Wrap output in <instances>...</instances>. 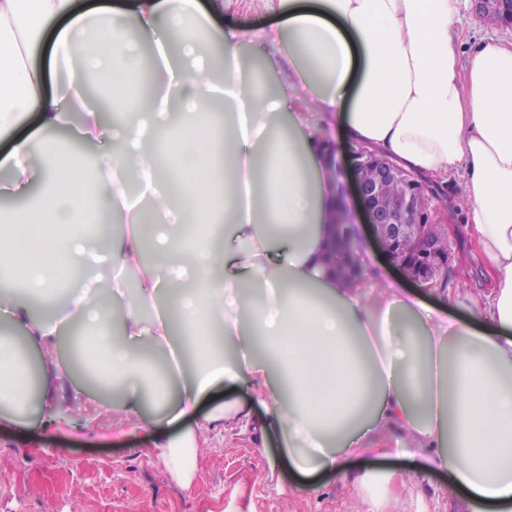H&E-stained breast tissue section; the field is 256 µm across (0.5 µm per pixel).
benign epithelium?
Instances as JSON below:
<instances>
[{"mask_svg":"<svg viewBox=\"0 0 512 512\" xmlns=\"http://www.w3.org/2000/svg\"><path fill=\"white\" fill-rule=\"evenodd\" d=\"M366 168L372 172L368 179L361 176ZM351 169L364 223L391 262L420 287H440L448 277L449 256L442 250L448 221L440 218L446 205L423 201L426 180L374 149L352 147Z\"/></svg>","mask_w":512,"mask_h":512,"instance_id":"1","label":"benign epithelium"}]
</instances>
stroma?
<instances>
[{
  "label": "stroma",
  "instance_id": "35a3bbf8",
  "mask_svg": "<svg viewBox=\"0 0 512 512\" xmlns=\"http://www.w3.org/2000/svg\"><path fill=\"white\" fill-rule=\"evenodd\" d=\"M278 0H221L218 22L245 29L260 44L278 17ZM448 310L467 315L477 308L483 265L470 255L466 234L453 236ZM82 430H44L38 415L22 425L0 427V512H355L354 475L369 468L407 470L404 457L372 455L349 462L341 474L303 478L285 459L277 435L258 447L250 433L203 429L191 488L180 486L158 463L151 428L130 434L105 402L75 411ZM455 492L447 475H423L402 494L393 512H452Z\"/></svg>",
  "mask_w": 512,
  "mask_h": 512
}]
</instances>
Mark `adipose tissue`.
<instances>
[{
	"label": "adipose tissue",
	"instance_id": "ef3b65f1",
	"mask_svg": "<svg viewBox=\"0 0 512 512\" xmlns=\"http://www.w3.org/2000/svg\"><path fill=\"white\" fill-rule=\"evenodd\" d=\"M466 0H280L248 67L246 31L216 26L200 0H128L82 11L76 0H0V137L36 115L40 140L0 158L5 189L40 184L0 223V408L11 423L37 389L46 425L82 392L58 357L63 328L82 333L130 431L152 426L157 458L184 486L195 476L191 418L222 384L249 390L208 416L256 443L278 434L302 476L347 459L398 451L447 473L456 512H512V45L485 39L461 58L452 25ZM94 32L99 43L74 57ZM53 42L51 67L37 59ZM289 67L287 87L261 89ZM154 82L143 89V71ZM95 76L124 114L112 133L84 94ZM310 96L312 113L291 100ZM422 177L461 175L472 209L470 248L489 283L474 318L451 317L385 270L340 277L330 262L336 210L329 149L315 114ZM96 146L95 181L67 158L59 131ZM170 146L166 169L152 148ZM104 195L114 232L103 280L88 228ZM223 247H216V238ZM154 243L158 264L144 260ZM78 268L83 287L53 294ZM55 308L53 317L39 309ZM40 357L31 372L13 339ZM163 359V403L143 411L141 379ZM262 415H254L253 404ZM408 473L369 470L355 485L382 492L381 512Z\"/></svg>",
	"mask_w": 512,
	"mask_h": 512
}]
</instances>
